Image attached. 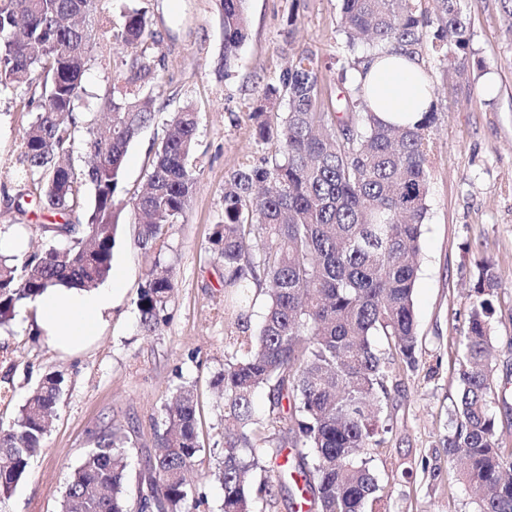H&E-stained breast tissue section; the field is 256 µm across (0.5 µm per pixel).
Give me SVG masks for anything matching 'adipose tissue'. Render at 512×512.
<instances>
[{
	"label": "adipose tissue",
	"instance_id": "1",
	"mask_svg": "<svg viewBox=\"0 0 512 512\" xmlns=\"http://www.w3.org/2000/svg\"><path fill=\"white\" fill-rule=\"evenodd\" d=\"M422 66L395 53L374 57L361 81L374 112L384 121L415 124L431 104L432 95L422 93ZM120 279L90 291L51 288L32 299L36 324L55 345L76 354L97 337L112 309Z\"/></svg>",
	"mask_w": 512,
	"mask_h": 512
}]
</instances>
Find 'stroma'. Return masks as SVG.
<instances>
[{
	"mask_svg": "<svg viewBox=\"0 0 512 512\" xmlns=\"http://www.w3.org/2000/svg\"><path fill=\"white\" fill-rule=\"evenodd\" d=\"M341 0H247L248 36L231 63H224V30L218 0H93L86 19L113 25L128 8L147 7L156 36L153 55L164 80L153 91L156 117L131 142L121 171L126 199L143 189L171 112L191 104L199 117L197 182L189 210L170 227L162 249L135 243L133 208L120 215L112 269L123 275V292L100 337L78 356L54 347L36 327L32 310L17 311L0 327V380L10 402L0 403L9 421L48 372L64 376L63 394L24 478L0 512H59L72 471L107 437L124 442L129 499H137L165 431L164 405L184 385L198 402L202 451L192 475L204 500L198 512H224V492L213 479L224 454V401L215 380L224 369V269L212 260L208 239L222 214L224 178L246 159L272 151L255 139L249 103L255 91L277 79L288 56L307 49L322 61L345 54ZM476 59L485 64L472 84L449 93L443 64H421L439 93L429 132L432 166L429 210L420 238L413 294L418 337L416 370L398 374L382 401L389 427L384 448L371 452L369 467L382 488L377 512H475L476 506L440 442L457 400L458 365L466 318L474 300L477 265L494 263L499 287L493 298L491 397L502 447L512 448V20L501 0H464ZM134 49L91 39L87 94L78 108L94 119L115 72L128 69ZM32 87L0 94V232L29 227L33 248L43 225L61 223L41 207L22 173L20 135L35 118ZM169 267L177 287L159 332L145 335L136 301L155 264Z\"/></svg>",
	"mask_w": 512,
	"mask_h": 512,
	"instance_id": "1",
	"label": "stroma"
}]
</instances>
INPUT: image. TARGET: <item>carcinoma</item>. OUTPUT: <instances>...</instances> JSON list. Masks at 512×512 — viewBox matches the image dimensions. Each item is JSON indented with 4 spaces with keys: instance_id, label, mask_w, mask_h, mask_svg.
Returning <instances> with one entry per match:
<instances>
[{
    "instance_id": "carcinoma-1",
    "label": "carcinoma",
    "mask_w": 512,
    "mask_h": 512,
    "mask_svg": "<svg viewBox=\"0 0 512 512\" xmlns=\"http://www.w3.org/2000/svg\"><path fill=\"white\" fill-rule=\"evenodd\" d=\"M224 29V64L247 38L246 0H218ZM435 17L421 0H342L340 27L348 47L370 54L394 50L410 59L427 50L459 76L482 69L472 61L470 23L462 0H435ZM91 0H0V91L12 85L41 88L34 121L21 135L22 164L39 202L62 216L42 250L0 260V325L17 304L54 286L87 290L112 270L119 213L127 206L120 172L128 147L155 117L152 89L161 80L149 53L152 33L140 10H129L117 30L104 34L137 50L127 73L112 79L103 133L79 120L75 103L85 93L90 34L77 22ZM365 60L341 63L346 86L342 114L319 112L321 62L294 54L277 80L250 104L257 142L271 131L265 116L276 101L287 112L276 131L278 149L247 160L224 179L223 216L209 250L224 267V294L235 299L236 335L224 353V458L215 476L224 512H257L253 472L274 469L282 446H266L265 429L293 433L294 454L277 470L294 505L317 512H367L381 500L363 453L385 443L377 402L388 395L393 365L416 368L413 289L421 229L428 212L431 105L415 125L391 124L372 112L355 79ZM198 114L189 104L172 113L148 174L132 201L139 216L136 244L152 249L166 228L190 207L197 181L194 148ZM89 163L67 161L77 132ZM94 187L85 202L82 188ZM67 244H60V239ZM476 300L468 312L460 389L452 426L443 441L460 465L476 512H512V450L500 446L491 399L489 325L498 288L493 264L478 266ZM267 297L253 333L247 314L251 287ZM176 281L161 264L148 274L137 299L140 327L156 332ZM382 336L396 358L374 343ZM63 375L50 372L19 412L0 422V500L25 476L43 445L60 399ZM269 390L268 414L257 419L253 396ZM288 409H283V399ZM161 448L148 461L138 505L152 512H195L188 475L201 448L193 388L182 386L165 408ZM121 441L104 439L70 475L60 512H134L125 490ZM317 463L306 468V453Z\"/></svg>"
}]
</instances>
